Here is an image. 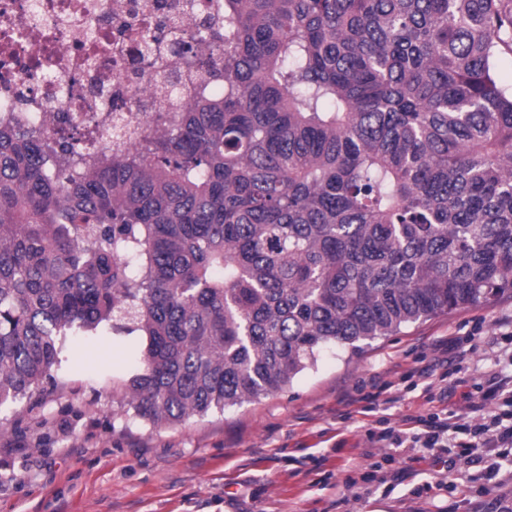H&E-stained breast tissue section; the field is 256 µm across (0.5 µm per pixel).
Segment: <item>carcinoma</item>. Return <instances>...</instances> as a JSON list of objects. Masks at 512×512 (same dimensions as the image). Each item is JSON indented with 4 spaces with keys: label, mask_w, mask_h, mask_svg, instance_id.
Instances as JSON below:
<instances>
[{
    "label": "carcinoma",
    "mask_w": 512,
    "mask_h": 512,
    "mask_svg": "<svg viewBox=\"0 0 512 512\" xmlns=\"http://www.w3.org/2000/svg\"><path fill=\"white\" fill-rule=\"evenodd\" d=\"M209 89L130 156L0 126V409L112 333L136 415L512 299V0H224Z\"/></svg>",
    "instance_id": "obj_1"
}]
</instances>
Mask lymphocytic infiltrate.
<instances>
[{
  "label": "lymphocytic infiltrate",
  "mask_w": 512,
  "mask_h": 512,
  "mask_svg": "<svg viewBox=\"0 0 512 512\" xmlns=\"http://www.w3.org/2000/svg\"><path fill=\"white\" fill-rule=\"evenodd\" d=\"M484 385L480 403L464 415L449 407L446 392L429 394L427 413L407 416L405 427L385 429L381 440L404 449L411 463L441 469L439 486L453 491L473 468L496 478L512 447V374H491Z\"/></svg>",
  "instance_id": "lymphocytic-infiltrate-1"
}]
</instances>
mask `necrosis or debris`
<instances>
[{"mask_svg":"<svg viewBox=\"0 0 512 512\" xmlns=\"http://www.w3.org/2000/svg\"><path fill=\"white\" fill-rule=\"evenodd\" d=\"M203 14L223 26L224 0H0V122L20 112L53 133L76 115L92 150L134 154L157 113L183 111L203 87L191 67L209 55L192 41Z\"/></svg>","mask_w":512,"mask_h":512,"instance_id":"4bbe7bcc","label":"necrosis or debris"}]
</instances>
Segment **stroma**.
Returning <instances> with one entry per match:
<instances>
[{"mask_svg": "<svg viewBox=\"0 0 512 512\" xmlns=\"http://www.w3.org/2000/svg\"><path fill=\"white\" fill-rule=\"evenodd\" d=\"M512 299L461 309L374 342L358 356L324 346L284 392L154 427L124 380L142 338L115 333L72 355L40 392L0 412V512H489L512 481L475 477L468 492L425 489L400 474L375 436L426 408L410 371L444 359L440 341L477 331L448 402L488 371L512 367L496 326ZM391 384V404L345 418L358 391Z\"/></svg>", "mask_w": 512, "mask_h": 512, "instance_id": "1", "label": "stroma"}]
</instances>
